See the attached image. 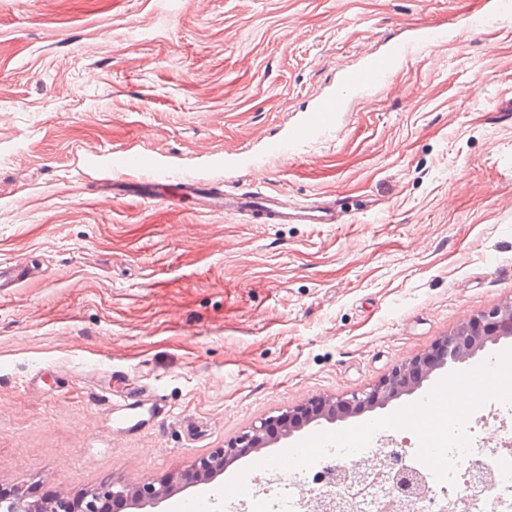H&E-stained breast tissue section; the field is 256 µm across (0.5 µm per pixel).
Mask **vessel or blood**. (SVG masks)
<instances>
[{
  "label": "vessel or blood",
  "mask_w": 512,
  "mask_h": 512,
  "mask_svg": "<svg viewBox=\"0 0 512 512\" xmlns=\"http://www.w3.org/2000/svg\"><path fill=\"white\" fill-rule=\"evenodd\" d=\"M444 38V32L427 28L420 32L416 40L392 45L385 53L371 58L361 67L346 71L341 80L340 93L323 97L284 135L268 140L262 156L237 151L213 158V165L223 168L225 174L232 175L244 169L259 170L267 160L287 159L295 147L320 138L334 123L337 112L343 107L344 93L372 90L384 85L421 45L440 42ZM92 161L111 171L112 195L116 198L152 200L175 207L182 206L185 200L190 199L200 209L209 212L250 216L267 224H336L340 221L335 201L321 199L292 203L286 194L258 185L235 194L214 186L207 188L200 179L178 171L172 160L151 156L131 147L101 150L93 156ZM29 275L30 268L24 261L14 258L0 261V288L17 286ZM511 377L512 361L495 357L440 380L432 387L426 402L430 405L442 402L449 393L458 390L477 398L490 383ZM370 445V437L360 433L341 437L329 435L317 437L302 448H284L283 454L290 459L303 460L337 447L367 448Z\"/></svg>",
  "instance_id": "vessel-or-blood-1"
}]
</instances>
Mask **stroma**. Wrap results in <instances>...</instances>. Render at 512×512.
I'll return each instance as SVG.
<instances>
[{
  "label": "stroma",
  "instance_id": "stroma-1",
  "mask_svg": "<svg viewBox=\"0 0 512 512\" xmlns=\"http://www.w3.org/2000/svg\"><path fill=\"white\" fill-rule=\"evenodd\" d=\"M445 44L347 96L287 163L261 154L347 69ZM139 141L227 188L257 178L338 224L103 200L86 152ZM0 486L74 498L178 479L261 418L364 390L512 300V11L498 0H0ZM169 408L141 419L132 391ZM420 394L335 424L391 433ZM30 276V268L24 261L14 258L0 261V288L21 284Z\"/></svg>",
  "mask_w": 512,
  "mask_h": 512
}]
</instances>
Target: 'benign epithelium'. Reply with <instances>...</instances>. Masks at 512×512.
Returning <instances> with one entry per match:
<instances>
[{
  "label": "benign epithelium",
  "instance_id": "benign-epithelium-1",
  "mask_svg": "<svg viewBox=\"0 0 512 512\" xmlns=\"http://www.w3.org/2000/svg\"><path fill=\"white\" fill-rule=\"evenodd\" d=\"M512 338V302L505 303L487 313L461 323L449 335L436 343L428 353L402 364L390 376L360 393L349 397H319L311 402L270 416L238 436L224 448L222 458L200 460L191 470L180 476L185 488L209 479L220 460H235L258 454L274 442L287 439L314 422L344 421L388 405L403 395H411L422 387L430 375L440 369L461 363L502 339ZM403 496L390 502L392 512H404L418 502L414 499V479L406 467L393 472ZM176 484L169 479L157 483L134 485L129 482H109L93 492L73 499L66 507L71 512H104L109 501H127L135 508H155L168 500ZM0 512H57L53 503L29 500V496L14 490L0 488Z\"/></svg>",
  "mask_w": 512,
  "mask_h": 512
}]
</instances>
